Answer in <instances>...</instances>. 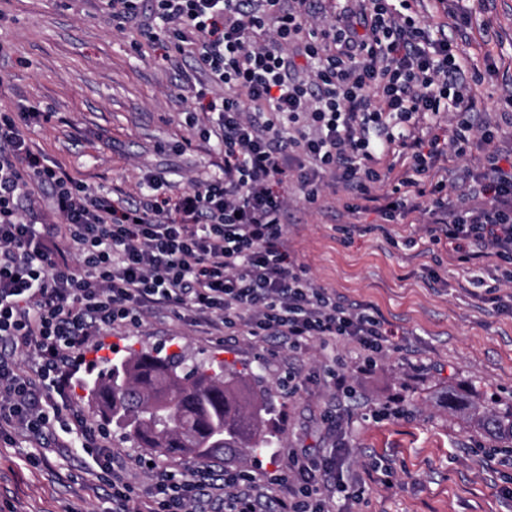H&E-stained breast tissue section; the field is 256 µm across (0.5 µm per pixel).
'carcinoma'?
Listing matches in <instances>:
<instances>
[{
  "mask_svg": "<svg viewBox=\"0 0 512 512\" xmlns=\"http://www.w3.org/2000/svg\"><path fill=\"white\" fill-rule=\"evenodd\" d=\"M103 366L85 386L88 401L136 448L172 458H248L269 448L265 399L245 394L244 375L222 361L140 350ZM471 411L489 436L512 442V406Z\"/></svg>",
  "mask_w": 512,
  "mask_h": 512,
  "instance_id": "obj_1",
  "label": "carcinoma"
}]
</instances>
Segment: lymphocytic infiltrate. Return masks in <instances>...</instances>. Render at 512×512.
<instances>
[{
  "label": "lymphocytic infiltrate",
  "mask_w": 512,
  "mask_h": 512,
  "mask_svg": "<svg viewBox=\"0 0 512 512\" xmlns=\"http://www.w3.org/2000/svg\"><path fill=\"white\" fill-rule=\"evenodd\" d=\"M113 19L136 20L152 41L190 50L205 77L204 141L224 155L217 175L116 206L32 150L31 126L50 120L27 107L0 113V440L44 449L80 443L109 490L112 512H334L360 505L363 489L341 483L343 418L326 411L333 448L287 449L285 470L264 478L211 467L174 481L144 458L109 448L81 416L65 420L73 368L90 336L139 327L165 307L213 336H264L293 352L312 342L353 345L364 368L398 351L382 321L314 287L284 246L288 191L318 204L325 178L350 211L384 194L386 222L430 201V241L455 244L460 262L484 257L512 279V96L500 124L473 126L482 75L454 35L417 18L414 0H344L333 22L307 20L311 0H108ZM454 113L458 152L478 130L479 169L463 170L464 194L444 195L448 169L439 135L417 137L419 119ZM47 190L46 202L34 196ZM146 474L144 494L134 475Z\"/></svg>",
  "instance_id": "obj_1"
}]
</instances>
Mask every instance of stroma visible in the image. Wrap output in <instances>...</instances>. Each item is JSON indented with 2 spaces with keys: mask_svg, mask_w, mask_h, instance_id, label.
I'll list each match as a JSON object with an SVG mask.
<instances>
[{
  "mask_svg": "<svg viewBox=\"0 0 512 512\" xmlns=\"http://www.w3.org/2000/svg\"><path fill=\"white\" fill-rule=\"evenodd\" d=\"M473 15L463 41L468 59L487 72L476 92L473 121L492 120L512 95V0H458ZM191 58L154 43L135 22L112 19L106 0H0V112L33 106L51 113L27 135L35 152L89 185L138 197L144 176L166 171L165 194L190 178L215 173L214 143L199 139L187 116L201 106L191 88ZM341 188L326 185L307 208L297 190L286 244L318 288L342 302L370 307L399 351L365 370L351 345L304 353L273 349L249 336H210L159 312L138 328L91 337L80 379L100 358L128 349L186 348L247 370L255 390L268 391L266 432L280 443L264 455L224 461L227 469L261 475L284 469L286 448L321 449L334 440L321 416L345 417V482H365L363 512H512V468L488 459L497 441L449 408V392L481 405L512 401V311L498 309L486 288L493 272L479 261L457 262L451 245L431 244L428 216L382 223L374 206L351 214ZM484 286H473L476 276ZM417 363L412 372L408 363ZM342 366L353 394L337 397L326 368ZM298 389L288 386L289 372ZM399 403L405 413L378 422L365 405ZM27 444L0 442V512H112V501L84 469L81 448L50 453L49 465L25 460Z\"/></svg>",
  "mask_w": 512,
  "mask_h": 512,
  "instance_id": "1",
  "label": "stroma"
}]
</instances>
